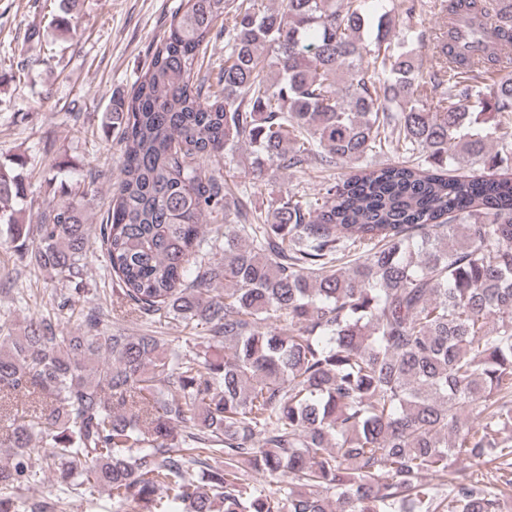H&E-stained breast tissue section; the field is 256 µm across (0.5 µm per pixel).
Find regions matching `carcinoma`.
I'll return each mask as SVG.
<instances>
[{
    "instance_id": "cac0c4a2",
    "label": "carcinoma",
    "mask_w": 512,
    "mask_h": 512,
    "mask_svg": "<svg viewBox=\"0 0 512 512\" xmlns=\"http://www.w3.org/2000/svg\"><path fill=\"white\" fill-rule=\"evenodd\" d=\"M424 6L183 0L112 99L119 174L95 234L83 192L19 223L24 188L0 167V222L28 265L70 282L95 242L139 317L188 331L105 330L79 288L1 324L0 402L15 407L0 512H62L100 489L112 512H504L512 174L473 165L512 145V73L486 85L512 63V0H439L446 94L422 70ZM220 35L213 84L200 69ZM242 142L255 180L267 162L351 174L264 216L220 165ZM37 445L55 501L16 495L43 481Z\"/></svg>"
}]
</instances>
